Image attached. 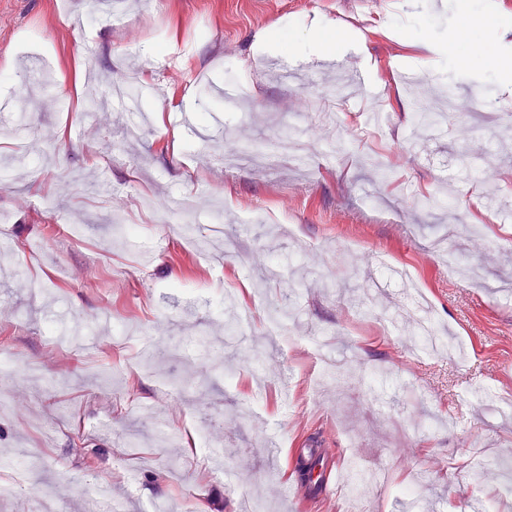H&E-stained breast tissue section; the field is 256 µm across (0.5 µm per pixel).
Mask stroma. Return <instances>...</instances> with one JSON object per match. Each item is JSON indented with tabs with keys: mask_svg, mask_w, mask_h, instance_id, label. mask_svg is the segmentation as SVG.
Wrapping results in <instances>:
<instances>
[{
	"mask_svg": "<svg viewBox=\"0 0 512 512\" xmlns=\"http://www.w3.org/2000/svg\"><path fill=\"white\" fill-rule=\"evenodd\" d=\"M495 2L0 0V99L47 86L0 121V368L41 370L0 372V479L25 475L0 512H86L103 484L125 512H296L300 445L336 463L308 512H512V413L485 396L512 398V111L475 112L512 75L456 40L512 28ZM316 22L359 33L336 59L379 100L339 98ZM133 74L165 89L146 137L92 110ZM416 293L464 357L419 353Z\"/></svg>",
	"mask_w": 512,
	"mask_h": 512,
	"instance_id": "obj_1",
	"label": "stroma"
}]
</instances>
